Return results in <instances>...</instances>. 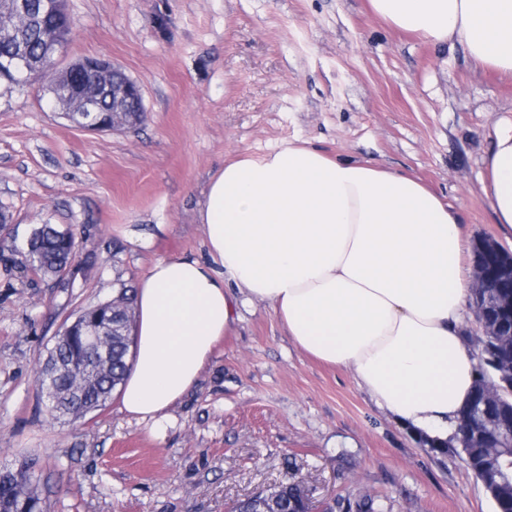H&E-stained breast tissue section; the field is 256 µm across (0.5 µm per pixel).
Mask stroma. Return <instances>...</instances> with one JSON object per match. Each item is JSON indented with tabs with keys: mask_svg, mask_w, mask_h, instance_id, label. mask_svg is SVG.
Segmentation results:
<instances>
[{
	"mask_svg": "<svg viewBox=\"0 0 512 512\" xmlns=\"http://www.w3.org/2000/svg\"><path fill=\"white\" fill-rule=\"evenodd\" d=\"M61 58L112 60L143 91L136 129L71 127L44 81L0 80V466L35 460L44 512H227L302 477L313 512L370 491L391 512H496L458 448L440 453L343 369L288 337L259 302L161 423L118 398L77 421L45 411L35 373L65 320L137 286L158 259L209 261L197 210L238 154L305 143L410 169L496 236L482 190L512 80L473 71L369 15L365 0H67ZM165 27H158L157 17ZM39 224L72 230L71 280L34 274Z\"/></svg>",
	"mask_w": 512,
	"mask_h": 512,
	"instance_id": "35a3bbf8",
	"label": "stroma"
}]
</instances>
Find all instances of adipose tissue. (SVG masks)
<instances>
[{
	"label": "adipose tissue",
	"mask_w": 512,
	"mask_h": 512,
	"mask_svg": "<svg viewBox=\"0 0 512 512\" xmlns=\"http://www.w3.org/2000/svg\"><path fill=\"white\" fill-rule=\"evenodd\" d=\"M388 26L473 70L512 79V0H367ZM483 189L512 242V119L493 132ZM209 261H155L135 292L136 342L119 410L161 421L193 388L239 303L269 306L293 342L349 370L415 431L447 438L476 361L461 329L470 300L463 221L415 172L288 143L225 162L197 216Z\"/></svg>",
	"instance_id": "obj_1"
}]
</instances>
